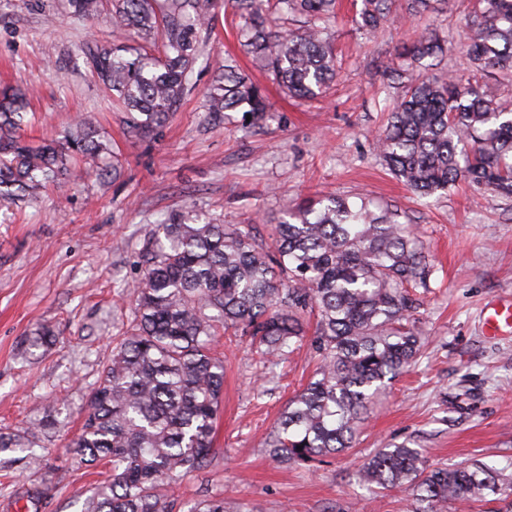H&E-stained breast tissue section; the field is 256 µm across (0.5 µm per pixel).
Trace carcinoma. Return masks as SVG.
<instances>
[{"mask_svg": "<svg viewBox=\"0 0 512 512\" xmlns=\"http://www.w3.org/2000/svg\"><path fill=\"white\" fill-rule=\"evenodd\" d=\"M395 0H360L356 24L374 34L396 22ZM91 17L98 0H68ZM337 0H227L242 46L288 95L317 100L339 75L330 36ZM217 0H112V28L144 45L129 56L87 42L92 74L125 106L128 133L154 139L186 93L208 38ZM305 17L290 29L288 21ZM461 53L472 75L512 67V0H471ZM444 48L436 36L404 44L383 74L402 94L387 105L375 149L416 195L445 193L460 182L512 196V109L471 81L430 76ZM30 91L0 95V205L35 198L66 179L78 157L112 156L89 120L60 138L32 145ZM207 111H270L265 89L231 59L213 71ZM141 276L130 289L134 308L112 358L93 388L72 466L107 467L83 512H171L181 473L213 452L224 390L219 331L250 340L268 362L280 361L316 316L311 343L318 366L288 402L264 447L284 468L314 466L351 447L360 424L388 383L422 356V331L409 323L430 288L434 266L397 214L362 200L308 199L275 226L272 245L251 224H218L192 209L157 224L139 253ZM36 428L0 432V453H21L37 468ZM366 486L409 488L411 512H448L488 495L512 496L505 470L483 462L431 468L418 448L379 450L358 471ZM47 489L31 482L0 506L24 502L43 512ZM190 512H224V498L199 500Z\"/></svg>", "mask_w": 512, "mask_h": 512, "instance_id": "cac0c4a2", "label": "carcinoma"}]
</instances>
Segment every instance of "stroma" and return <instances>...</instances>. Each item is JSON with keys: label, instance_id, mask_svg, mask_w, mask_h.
Wrapping results in <instances>:
<instances>
[{"label": "stroma", "instance_id": "obj_1", "mask_svg": "<svg viewBox=\"0 0 512 512\" xmlns=\"http://www.w3.org/2000/svg\"><path fill=\"white\" fill-rule=\"evenodd\" d=\"M464 8L463 0H438L434 11L368 37L353 23L352 0H339L332 33L342 72L317 102L289 99L255 68L230 11L216 9L192 88L159 138L135 140L81 46L134 47L137 38L112 32L101 15L71 17L66 0H0V88L36 89L27 140L40 143L89 118L120 170L98 176L83 160L38 198L0 207V426L48 424L41 471L0 461V500L35 480L47 488L44 512H81L96 478L72 469L71 444L129 313L127 287L140 276L139 252L157 220L191 207L227 224L253 223L267 240L285 211L318 194L396 209L422 241L435 269L415 312L424 355L378 397L353 447L313 469H286L263 443L314 370L311 342L274 367L247 341L225 345L214 451L179 481L172 512L210 496L223 497L226 512H410L407 490L374 494L356 479L379 448L402 442L424 449L431 466L512 462V335L492 338L483 328L487 305L512 301V198L463 182L417 198L373 145L386 123L384 63L433 32L447 46L434 75L464 73L456 51ZM228 54L265 88V120L231 112L214 126L205 92ZM41 327L52 343L29 348L27 337Z\"/></svg>", "mask_w": 512, "mask_h": 512}]
</instances>
